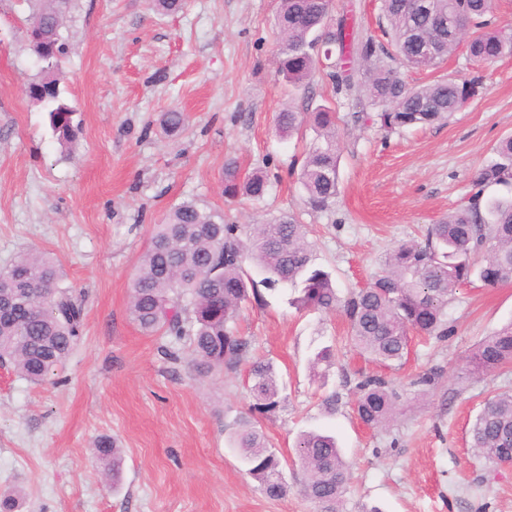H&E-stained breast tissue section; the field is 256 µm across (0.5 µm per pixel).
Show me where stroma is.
Returning a JSON list of instances; mask_svg holds the SVG:
<instances>
[{"instance_id":"stroma-1","label":"stroma","mask_w":512,"mask_h":512,"mask_svg":"<svg viewBox=\"0 0 512 512\" xmlns=\"http://www.w3.org/2000/svg\"><path fill=\"white\" fill-rule=\"evenodd\" d=\"M279 4L186 0L162 16L152 0H73L62 27L70 53L55 75L81 131L63 145L25 93L41 74L23 39L29 0H0V269L31 249L51 253L84 308L77 346L45 382L0 367V497L15 495L12 512H313L295 462L297 437L311 430L335 436L350 464L343 512H512V468L494 467L469 438L486 400L512 390V365L465 370L473 347L512 321V282L460 284L448 337L412 335L403 364L388 370L352 346L341 311L298 310L289 289L265 291V305L243 303L235 321L252 358L278 373L280 403L263 414L253 409L249 361L198 374L188 344L171 362L161 352L168 337L131 319V280L151 228L180 202L242 227L296 216L344 296L397 245L467 205L474 172L512 135V57L479 65L462 45L437 70L404 72L413 85L481 77L478 95L443 123L385 131L365 91L334 93L323 72L287 94L272 64ZM327 102L337 112L339 194L330 211L315 212L295 173L313 133L281 136L274 117ZM170 110L188 118L172 138L159 127ZM229 157L266 175L263 201L224 197ZM324 346L331 362L312 373ZM424 373L434 385L389 426L358 421L362 377L405 388ZM245 417L281 458L287 496L266 497L247 475L230 442ZM103 435L123 450L116 485L92 450Z\"/></svg>"}]
</instances>
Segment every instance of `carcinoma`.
I'll use <instances>...</instances> for the list:
<instances>
[{"mask_svg": "<svg viewBox=\"0 0 512 512\" xmlns=\"http://www.w3.org/2000/svg\"><path fill=\"white\" fill-rule=\"evenodd\" d=\"M29 27L40 29L56 45L44 68L54 69L68 52L61 33L70 0H38ZM495 0H381L391 47L371 37L358 38L350 18L330 22L332 0H281L277 14L279 49L276 74L299 90L309 86L320 60L331 64L333 88L355 87L351 63H367L365 90L379 108L376 121L390 132L445 120L479 93V79L440 78L412 87L393 62L435 70L461 41L470 56L488 62L512 56V33L494 20ZM48 114L52 135L62 144L80 131L75 112L61 93L37 99ZM184 113L165 112L163 130H183ZM277 129L288 136L307 127L315 134L299 179L311 209L326 211L338 192L339 145L336 109L322 104L310 112L293 107L275 115ZM497 160L473 176L475 192L463 209L432 225L422 242L398 245L371 284L346 299L338 297L331 275L315 265L307 225L292 215L253 224L244 233L224 223V214L182 202L153 225L149 243L131 282L129 311L147 335L162 333L189 344L191 365L200 374L234 371L248 357L250 343L233 327L241 304L263 296L258 286L281 285L297 293L298 309L333 310L347 317L356 349L391 367L408 354L410 332L448 336V301L456 287L474 273L487 286L512 282V195L484 197L486 188L512 189V136L495 149ZM266 178L244 174L232 158L224 162L223 194L262 199ZM263 275L256 282L245 274V262ZM82 307L66 283L61 262L43 252L22 255L0 271V364L21 377L41 383L62 366L79 341ZM512 362V322L485 337L468 359V372L484 374ZM256 409L270 412L278 404L279 383L270 361L250 369ZM354 411L371 428L390 423L403 394L389 380L372 375L357 385ZM471 447L493 464L512 458V391L489 399L470 428ZM247 473L270 499L288 493L280 458L269 449L264 433L247 419L231 435ZM104 471L119 482L123 450L100 437L94 447ZM297 459L303 473L301 491L315 512H342L349 465L334 437L318 431L302 434Z\"/></svg>", "mask_w": 512, "mask_h": 512, "instance_id": "1", "label": "carcinoma"}]
</instances>
